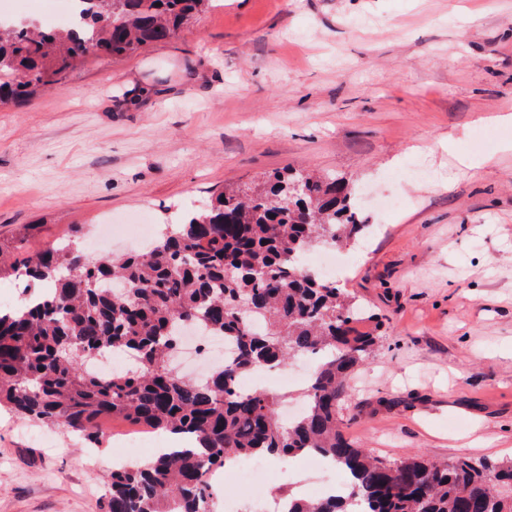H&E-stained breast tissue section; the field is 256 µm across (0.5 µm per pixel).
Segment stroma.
Masks as SVG:
<instances>
[{"label":"stroma","instance_id":"obj_1","mask_svg":"<svg viewBox=\"0 0 512 512\" xmlns=\"http://www.w3.org/2000/svg\"><path fill=\"white\" fill-rule=\"evenodd\" d=\"M512 0H222L164 43L87 56L0 109V253L308 166L371 232L339 285L374 357L345 432L388 458L512 456ZM473 168H463L460 157ZM395 196L398 207L377 208ZM115 439L0 412V512H103Z\"/></svg>","mask_w":512,"mask_h":512}]
</instances>
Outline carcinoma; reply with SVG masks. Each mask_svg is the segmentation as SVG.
<instances>
[{
  "label": "carcinoma",
  "mask_w": 512,
  "mask_h": 512,
  "mask_svg": "<svg viewBox=\"0 0 512 512\" xmlns=\"http://www.w3.org/2000/svg\"><path fill=\"white\" fill-rule=\"evenodd\" d=\"M63 28H0V108L61 86L89 54L120 59L176 36L212 0H79ZM357 191L306 169L220 191L210 207L167 224L145 252L89 259L71 237L9 264L45 288L0 308V407L22 421L62 425L90 443L100 423L122 419L191 437L109 477L104 512H211L206 471L235 456L317 452L349 476L348 499L302 500L282 492L288 512H512V458L424 453L387 459L343 432L348 381L373 353L360 326L366 306L299 263L312 248H343L369 225ZM224 337L234 355L203 381L169 358L186 323ZM118 351L135 367L103 377L89 364ZM304 355L318 365L305 409L283 423L278 395L243 390L258 367Z\"/></svg>",
  "instance_id": "carcinoma-1"
}]
</instances>
